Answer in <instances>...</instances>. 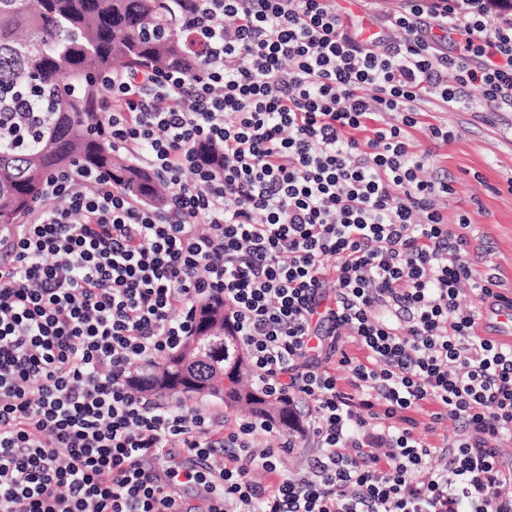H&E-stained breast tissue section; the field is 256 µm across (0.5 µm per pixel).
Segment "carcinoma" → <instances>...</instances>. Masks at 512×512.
I'll use <instances>...</instances> for the list:
<instances>
[{
	"label": "carcinoma",
	"mask_w": 512,
	"mask_h": 512,
	"mask_svg": "<svg viewBox=\"0 0 512 512\" xmlns=\"http://www.w3.org/2000/svg\"><path fill=\"white\" fill-rule=\"evenodd\" d=\"M173 59L190 73L197 69L182 0H0V101L34 90L39 111L49 113L45 133L33 145L0 144V230L28 214L50 172L75 163L102 171L145 202H160L167 187L112 151L92 123L107 95L103 73L117 66L164 68ZM203 324L218 333L228 329L224 303H203ZM157 374L162 395L215 398L290 426L288 404L252 387L243 353L219 380L213 365L193 360L185 345L158 364Z\"/></svg>",
	"instance_id": "obj_1"
}]
</instances>
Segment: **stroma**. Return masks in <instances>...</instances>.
I'll return each mask as SVG.
<instances>
[{
  "label": "stroma",
  "instance_id": "stroma-1",
  "mask_svg": "<svg viewBox=\"0 0 512 512\" xmlns=\"http://www.w3.org/2000/svg\"><path fill=\"white\" fill-rule=\"evenodd\" d=\"M404 0H336L355 24L387 28V18ZM448 128V141L433 140L429 125ZM409 137L416 150L428 152L423 175L448 174L452 192L436 199L448 223L468 217L467 259L474 275L496 277L512 293V112H472L429 108Z\"/></svg>",
  "mask_w": 512,
  "mask_h": 512
}]
</instances>
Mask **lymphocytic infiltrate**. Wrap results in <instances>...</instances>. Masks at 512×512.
<instances>
[{
  "label": "lymphocytic infiltrate",
  "mask_w": 512,
  "mask_h": 512,
  "mask_svg": "<svg viewBox=\"0 0 512 512\" xmlns=\"http://www.w3.org/2000/svg\"><path fill=\"white\" fill-rule=\"evenodd\" d=\"M183 16L197 72H112L97 116L169 186L164 206L67 168L0 234V512H186L187 484L214 488L204 512H512V348L461 297L496 282L474 277L469 221L445 222L448 178H423L408 135L428 98L455 110L471 86L512 110V11L409 0L396 43L336 0H184ZM436 28L464 35L459 53ZM42 120L13 100L0 140ZM212 297L256 386L306 409L278 447H257L265 420L218 433L131 381ZM164 438L192 466L160 460ZM304 439L312 463L285 470Z\"/></svg>",
  "instance_id": "obj_1"
}]
</instances>
